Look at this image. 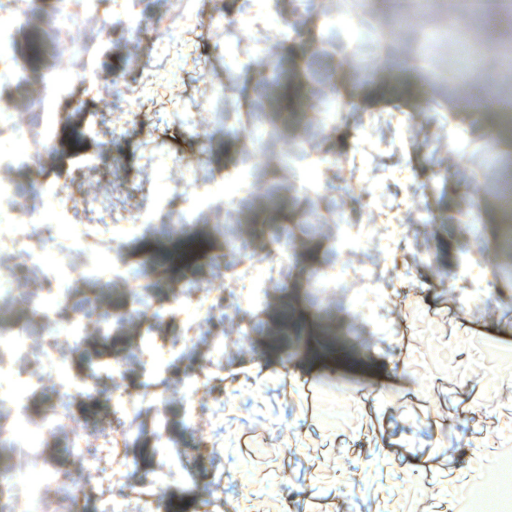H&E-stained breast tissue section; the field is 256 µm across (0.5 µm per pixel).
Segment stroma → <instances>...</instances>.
<instances>
[{"label":"stroma","mask_w":512,"mask_h":512,"mask_svg":"<svg viewBox=\"0 0 512 512\" xmlns=\"http://www.w3.org/2000/svg\"><path fill=\"white\" fill-rule=\"evenodd\" d=\"M426 2L379 11L381 51L346 0H74L65 23L59 0H0V102L34 139L0 162L29 213L0 268L39 303L0 294V350L16 358L7 429L51 461L40 494L64 475L78 512H237L246 485L303 498L325 466L365 463L315 434L307 381L344 405L373 390L359 440L407 471L445 451L461 474L488 434L512 439V381L473 350L450 381L401 352L430 333L512 349L496 193L512 128L468 109L501 34L463 0ZM275 69L290 103L262 91ZM102 312L121 318L111 334ZM37 335L47 371L26 355ZM327 338L358 367L336 371ZM419 398L475 416L434 431ZM255 436L278 455L251 457ZM96 448L129 469L102 481Z\"/></svg>","instance_id":"35a3bbf8"}]
</instances>
